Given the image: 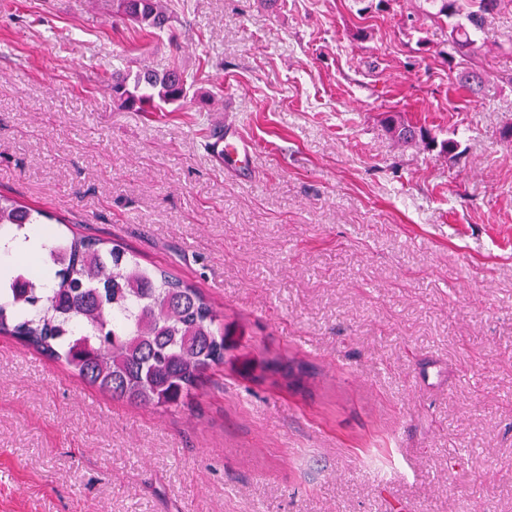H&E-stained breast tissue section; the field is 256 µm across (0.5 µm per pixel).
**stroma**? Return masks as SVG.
<instances>
[{"label": "stroma", "mask_w": 512, "mask_h": 512, "mask_svg": "<svg viewBox=\"0 0 512 512\" xmlns=\"http://www.w3.org/2000/svg\"><path fill=\"white\" fill-rule=\"evenodd\" d=\"M358 7L186 0L147 35L97 0H0V194L231 331L175 412L0 336V512H512V8L475 35L471 98L418 0ZM117 57L214 99L121 108ZM390 111L459 157L397 146ZM227 115L251 181L205 147Z\"/></svg>", "instance_id": "35a3bbf8"}]
</instances>
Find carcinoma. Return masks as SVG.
Here are the masks:
<instances>
[{"mask_svg": "<svg viewBox=\"0 0 512 512\" xmlns=\"http://www.w3.org/2000/svg\"><path fill=\"white\" fill-rule=\"evenodd\" d=\"M112 16L149 34L169 29V0H109ZM508 0H423L424 18L448 29L438 57L459 70L462 87H481L474 33ZM112 100L138 112H162L188 99L192 84L177 67L162 71L122 65L109 74ZM386 128L403 147H440L455 141L394 113ZM43 212L0 195V230L33 234ZM0 334L64 365L72 375L127 403L177 411L209 370L224 365V320L196 288L167 271L141 265L122 245L51 233L43 254L17 259L0 277Z\"/></svg>", "mask_w": 512, "mask_h": 512, "instance_id": "obj_1", "label": "carcinoma"}]
</instances>
